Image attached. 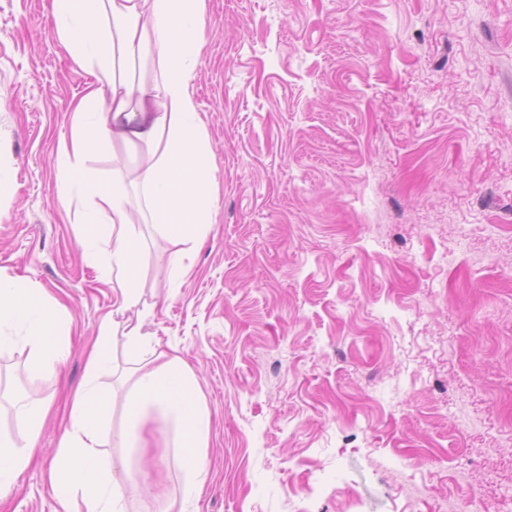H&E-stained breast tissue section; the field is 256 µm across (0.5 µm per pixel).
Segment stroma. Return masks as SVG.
I'll use <instances>...</instances> for the list:
<instances>
[{
    "label": "stroma",
    "instance_id": "obj_1",
    "mask_svg": "<svg viewBox=\"0 0 512 512\" xmlns=\"http://www.w3.org/2000/svg\"><path fill=\"white\" fill-rule=\"evenodd\" d=\"M52 0H0V272L62 306L59 376L0 512H56L48 472L101 322H124L60 208L88 76ZM194 93L216 222L177 246L143 215V331L201 373L209 476L185 512H512V0H207ZM183 480L157 467L127 512Z\"/></svg>",
    "mask_w": 512,
    "mask_h": 512
}]
</instances>
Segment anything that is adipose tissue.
Wrapping results in <instances>:
<instances>
[{
    "mask_svg": "<svg viewBox=\"0 0 512 512\" xmlns=\"http://www.w3.org/2000/svg\"><path fill=\"white\" fill-rule=\"evenodd\" d=\"M205 10L206 0H53L59 41L93 76L73 108L70 139L60 150L59 201L75 207L86 259L102 263L127 309L140 300L141 241L125 179L116 170L104 181L84 162L106 139L146 147L138 181L153 224L179 241L206 237L216 221L215 174L192 91ZM142 60L155 64L153 80L117 75V62ZM14 326L23 330L22 338L11 334ZM19 343L28 347L38 376L56 375L68 355L62 316L43 290L0 273V351ZM143 344L140 325L121 330L102 321L49 473L59 512H126L127 484L151 475L131 457L145 446L149 420L172 435L170 447L157 449L154 460L183 471L182 501L199 498L209 473L211 413L194 369L180 356L162 352L158 364L132 369L124 393L104 391L97 383L113 372L117 347L136 354ZM116 409L122 419L112 430V444L121 453L110 458L100 448L104 420Z\"/></svg>",
    "mask_w": 512,
    "mask_h": 512,
    "instance_id": "1",
    "label": "adipose tissue"
}]
</instances>
